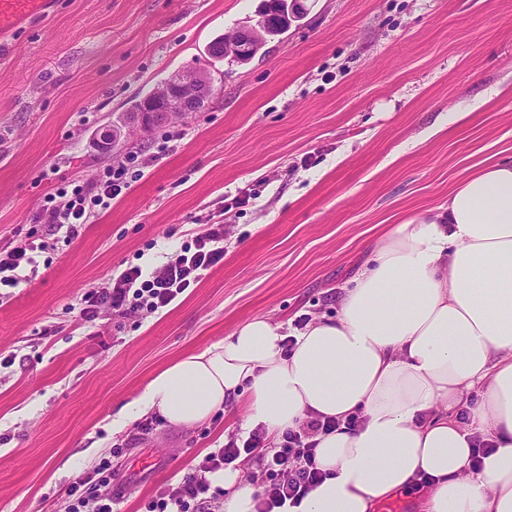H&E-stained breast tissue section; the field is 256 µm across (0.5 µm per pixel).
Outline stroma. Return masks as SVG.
Here are the masks:
<instances>
[{"mask_svg": "<svg viewBox=\"0 0 512 512\" xmlns=\"http://www.w3.org/2000/svg\"><path fill=\"white\" fill-rule=\"evenodd\" d=\"M298 2L245 66L208 46L261 0H61L0 43V249L46 234V193L114 162L96 141L135 96L180 69L213 80L202 109L129 136L122 152L157 159L120 199L0 288V512H67L72 478L104 459L121 512H140L246 413L113 432L157 371L256 315H335L370 238L447 205L471 164L512 159V0ZM207 224L224 227V262L197 287L153 314L81 320L86 290L163 264Z\"/></svg>", "mask_w": 512, "mask_h": 512, "instance_id": "35a3bbf8", "label": "stroma"}]
</instances>
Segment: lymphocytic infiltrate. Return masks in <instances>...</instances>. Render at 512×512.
I'll list each match as a JSON object with an SVG mask.
<instances>
[{
    "label": "lymphocytic infiltrate",
    "mask_w": 512,
    "mask_h": 512,
    "mask_svg": "<svg viewBox=\"0 0 512 512\" xmlns=\"http://www.w3.org/2000/svg\"><path fill=\"white\" fill-rule=\"evenodd\" d=\"M128 165L120 161L105 169L93 183L77 185L64 205H44L39 223L49 225L51 232H63L64 243H73L97 209L109 208L112 200L128 189ZM47 242L23 244L0 251V285L16 286L22 272L37 269L40 254L50 250ZM224 260V227L209 224L195 233L179 252L153 269L133 265L119 275L108 278L103 286L84 292L80 318L92 322L102 312L126 315L138 307L155 313L170 306L189 288L198 285L205 271ZM328 423L310 420L298 429L286 432L279 447L264 445V435L255 431L246 439L230 436L220 448L208 452L189 466L176 483L161 487L146 504L145 512H199L207 503L212 483L210 474L222 471L241 454L257 455L270 482L263 487L258 512H277L285 504H298L306 492L322 476L315 457L313 433L328 430ZM112 483V466L103 461L91 471L78 475L67 487L68 512H118L119 495L110 491L93 495L92 490Z\"/></svg>",
    "instance_id": "lymphocytic-infiltrate-1"
}]
</instances>
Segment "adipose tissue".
I'll use <instances>...</instances> for the list:
<instances>
[{
    "label": "adipose tissue",
    "instance_id": "obj_1",
    "mask_svg": "<svg viewBox=\"0 0 512 512\" xmlns=\"http://www.w3.org/2000/svg\"><path fill=\"white\" fill-rule=\"evenodd\" d=\"M264 317L159 370L112 421L189 427L247 399L242 433L278 443L312 417L325 477L285 512H372L425 484L424 512H512V161L481 160L447 207L391 225L335 316L296 332ZM494 450L471 464L476 441ZM224 512H257L242 469L212 475Z\"/></svg>",
    "mask_w": 512,
    "mask_h": 512
}]
</instances>
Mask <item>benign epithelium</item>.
Wrapping results in <instances>:
<instances>
[{"mask_svg":"<svg viewBox=\"0 0 512 512\" xmlns=\"http://www.w3.org/2000/svg\"><path fill=\"white\" fill-rule=\"evenodd\" d=\"M266 34L263 25L236 29L227 33L224 40V50L227 52H243L252 42L262 39ZM213 91L211 78L208 74L195 70H178L161 82L144 100L141 108L132 111L129 124L148 127L163 124L174 115L172 103L181 106V112L186 113L205 102ZM122 135L117 127H110L100 134L97 142L99 150L108 154L112 144Z\"/></svg>","mask_w":512,"mask_h":512,"instance_id":"7a95c632","label":"benign epithelium"}]
</instances>
